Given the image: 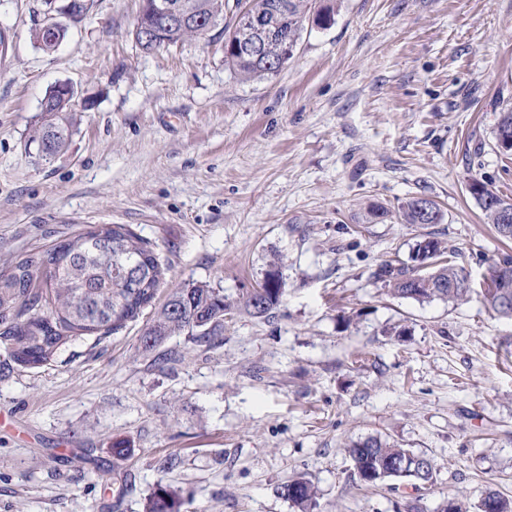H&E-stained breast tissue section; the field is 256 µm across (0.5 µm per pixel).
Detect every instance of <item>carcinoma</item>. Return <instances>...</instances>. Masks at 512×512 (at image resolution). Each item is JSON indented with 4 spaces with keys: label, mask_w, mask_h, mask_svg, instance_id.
<instances>
[{
    "label": "carcinoma",
    "mask_w": 512,
    "mask_h": 512,
    "mask_svg": "<svg viewBox=\"0 0 512 512\" xmlns=\"http://www.w3.org/2000/svg\"><path fill=\"white\" fill-rule=\"evenodd\" d=\"M203 24H211L224 36V62L245 78L276 75L293 55L304 23L316 7V0H236L248 12L264 18L282 16L287 20L288 46L270 44L263 57L232 49L239 32L235 18L224 22L228 0H192ZM196 36L195 28H168L159 43L135 38L146 53ZM54 105L49 118L34 129L33 141L41 152L62 151L73 128V99L51 90ZM496 205L475 201L497 235L512 241V230L501 223L500 208L512 209V198L491 192ZM405 224H439L443 212L438 204L416 196L399 208ZM60 251H30L16 266L0 272V345L10 358L24 368H40L53 361L66 344L83 337L100 340L136 320L151 305L165 279L166 267L154 249L123 224H95L59 242ZM413 265L383 263L375 272L393 295L417 301L440 299L463 303L473 288L465 268L448 253L438 238L426 235L417 241ZM283 294L279 280L242 297L239 305L249 314L262 317L279 304ZM487 308L500 317L512 319V304L499 291L481 289ZM234 308L224 293L208 284L195 283L175 288L155 312L151 324L139 337V348L151 352L169 336L184 335L199 347L213 348L224 332V317ZM412 454L421 458L419 470L408 476L386 473L388 461ZM353 476L361 484L375 485L386 480L413 481L420 486L433 483L435 464L431 457L411 448L390 444L378 437L355 442L349 449ZM282 497L300 512H313L316 490L311 481L299 477L279 487ZM146 512H179L175 496L159 489ZM478 512H512V499L488 492L478 504Z\"/></svg>",
    "instance_id": "carcinoma-1"
}]
</instances>
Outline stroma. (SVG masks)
<instances>
[{
    "mask_svg": "<svg viewBox=\"0 0 512 512\" xmlns=\"http://www.w3.org/2000/svg\"><path fill=\"white\" fill-rule=\"evenodd\" d=\"M65 3L0 0V271L123 224L165 264L160 296L207 283L236 301L273 262L284 294L264 317L233 310L211 349L172 336L142 352L148 309L41 368L0 348V512H146L161 486L179 512H299L278 493L296 476L315 512L512 498V320L375 277L430 234L478 289L502 248L468 185L512 197L494 134L512 108V0H320L327 22L262 79L212 36L141 52L140 0H92L44 52L33 33ZM63 81L73 133L45 160L29 137ZM420 194L442 223H400ZM369 437L428 454L433 483L353 480L349 447Z\"/></svg>",
    "mask_w": 512,
    "mask_h": 512,
    "instance_id": "stroma-1",
    "label": "stroma"
}]
</instances>
